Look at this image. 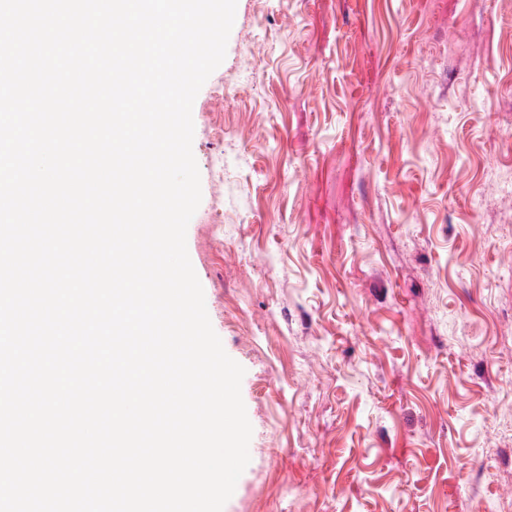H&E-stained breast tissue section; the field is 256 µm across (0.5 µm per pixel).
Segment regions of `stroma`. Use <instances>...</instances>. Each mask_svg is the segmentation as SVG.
Segmentation results:
<instances>
[{
  "label": "stroma",
  "instance_id": "1",
  "mask_svg": "<svg viewBox=\"0 0 512 512\" xmlns=\"http://www.w3.org/2000/svg\"><path fill=\"white\" fill-rule=\"evenodd\" d=\"M192 117L224 512H512V5L237 0Z\"/></svg>",
  "mask_w": 512,
  "mask_h": 512
}]
</instances>
